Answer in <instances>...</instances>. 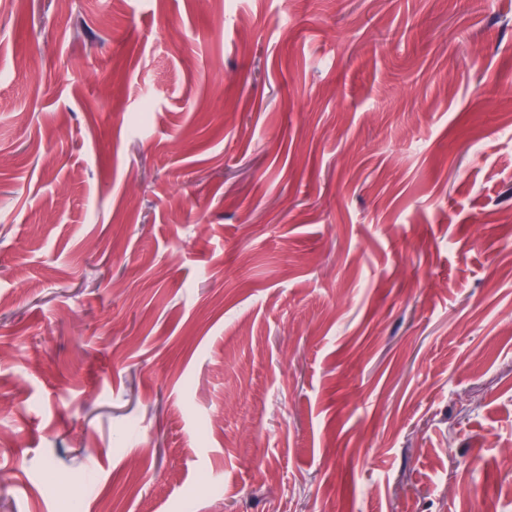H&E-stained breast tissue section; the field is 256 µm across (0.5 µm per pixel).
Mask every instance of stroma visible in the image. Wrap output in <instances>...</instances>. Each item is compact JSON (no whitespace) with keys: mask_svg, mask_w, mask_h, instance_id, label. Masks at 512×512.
<instances>
[{"mask_svg":"<svg viewBox=\"0 0 512 512\" xmlns=\"http://www.w3.org/2000/svg\"><path fill=\"white\" fill-rule=\"evenodd\" d=\"M505 86L512 0H0V512H512Z\"/></svg>","mask_w":512,"mask_h":512,"instance_id":"1","label":"stroma"}]
</instances>
